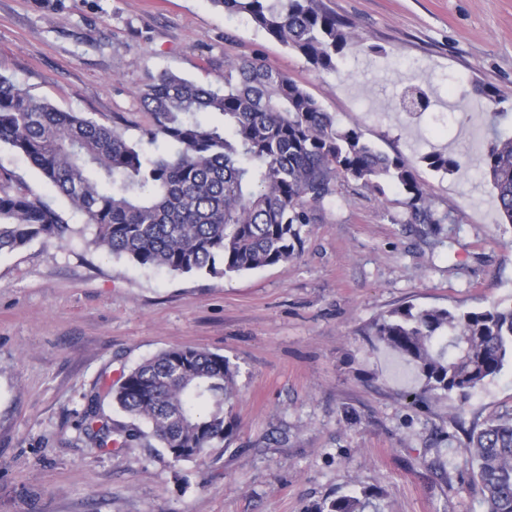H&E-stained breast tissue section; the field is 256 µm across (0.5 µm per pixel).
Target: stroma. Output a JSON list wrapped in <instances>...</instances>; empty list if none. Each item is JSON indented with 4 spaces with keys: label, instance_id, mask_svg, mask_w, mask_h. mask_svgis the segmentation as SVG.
Returning <instances> with one entry per match:
<instances>
[{
    "label": "stroma",
    "instance_id": "obj_1",
    "mask_svg": "<svg viewBox=\"0 0 512 512\" xmlns=\"http://www.w3.org/2000/svg\"><path fill=\"white\" fill-rule=\"evenodd\" d=\"M321 5L353 35L333 72L212 0H0V73L36 98L136 141L150 122V77L216 86L226 61L256 57L340 127L415 161L445 216L421 237L397 187L380 198L352 182L288 261L174 274L96 249L93 228L1 144L0 172L75 232L0 254V512H312L364 490L365 512H486L460 455L463 431L512 410V362L467 400L416 401L417 370L369 332L407 305L512 306V224L477 164L490 113L512 135V0ZM410 81L431 96L424 113L398 109ZM434 150L456 154L462 172L430 170L421 158ZM177 345L236 367L232 439L180 464L144 440L96 447L85 434L89 397Z\"/></svg>",
    "mask_w": 512,
    "mask_h": 512
}]
</instances>
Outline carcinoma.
Segmentation results:
<instances>
[{
    "instance_id": "1",
    "label": "carcinoma",
    "mask_w": 512,
    "mask_h": 512,
    "mask_svg": "<svg viewBox=\"0 0 512 512\" xmlns=\"http://www.w3.org/2000/svg\"><path fill=\"white\" fill-rule=\"evenodd\" d=\"M211 2L228 15H248L320 70H336L350 43L346 24L319 0ZM142 98L151 122L131 142L113 126L61 111L0 75V144L23 154L95 228V247L112 255L179 274L226 276L275 265L296 255L303 227L349 181L379 196L394 185L405 195L407 223H441L412 161L376 150L356 128L339 127L308 91L256 59L224 64L217 87L164 72ZM429 106L421 85L405 87V111ZM499 116L490 113L492 138L479 167L512 224V136L498 133ZM160 140L172 149L149 154L142 147ZM421 161L444 173L461 168L446 151ZM11 182L0 176V253L71 236L61 212ZM371 335L417 368L424 383L415 397L441 391L465 398L512 359V306L460 312L409 305L382 317ZM235 376L222 355L188 346L162 350L107 391L132 424L113 428L96 394L85 411L86 435L99 448L147 438L175 464L200 460L237 427ZM463 456L477 469L487 512H512V412L472 431ZM368 497L342 495L315 512H364Z\"/></svg>"
}]
</instances>
